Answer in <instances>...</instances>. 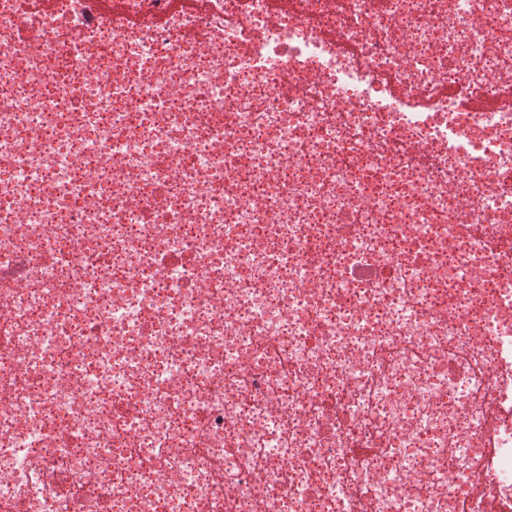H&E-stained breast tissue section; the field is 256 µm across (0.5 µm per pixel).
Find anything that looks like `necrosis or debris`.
Instances as JSON below:
<instances>
[{
  "mask_svg": "<svg viewBox=\"0 0 512 512\" xmlns=\"http://www.w3.org/2000/svg\"><path fill=\"white\" fill-rule=\"evenodd\" d=\"M125 12L0 0V512H512V0Z\"/></svg>",
  "mask_w": 512,
  "mask_h": 512,
  "instance_id": "4bbe7bcc",
  "label": "necrosis or debris"
}]
</instances>
